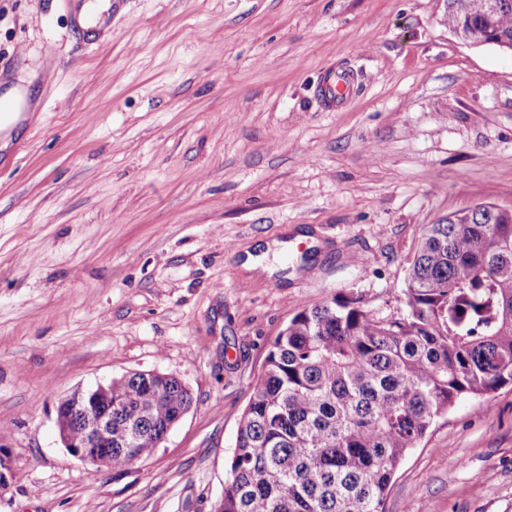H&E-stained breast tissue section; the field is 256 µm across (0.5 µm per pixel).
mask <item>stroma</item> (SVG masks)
I'll return each instance as SVG.
<instances>
[{"label":"stroma","mask_w":512,"mask_h":512,"mask_svg":"<svg viewBox=\"0 0 512 512\" xmlns=\"http://www.w3.org/2000/svg\"><path fill=\"white\" fill-rule=\"evenodd\" d=\"M0 0V512H211L270 345L355 293L382 317L424 225L512 208V54L445 0ZM357 88L336 111L328 68ZM261 267L245 268L247 256ZM134 371L192 406L122 472L64 448L59 401ZM386 512H512V385L464 397Z\"/></svg>","instance_id":"1"}]
</instances>
